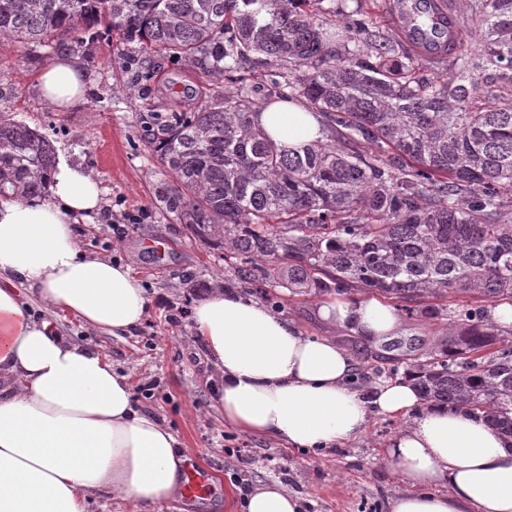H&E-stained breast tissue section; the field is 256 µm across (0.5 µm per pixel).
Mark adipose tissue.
Returning a JSON list of instances; mask_svg holds the SVG:
<instances>
[{"instance_id": "obj_1", "label": "adipose tissue", "mask_w": 512, "mask_h": 512, "mask_svg": "<svg viewBox=\"0 0 512 512\" xmlns=\"http://www.w3.org/2000/svg\"><path fill=\"white\" fill-rule=\"evenodd\" d=\"M62 111L82 102L85 74L60 57L38 77ZM274 140L323 139L320 118L293 103L254 116ZM101 193L85 167L59 157L46 190L0 199V512H87L107 494L128 512H159L182 493L176 437L132 399L126 376L102 355L30 314L26 294L112 335L139 326L148 300L128 266L87 255L72 226L97 213ZM322 320L376 342L404 323L375 300H337ZM194 329L218 377L226 426L303 449L331 448L365 433L372 413L402 415L390 441L406 491L391 512H512V447L483 419L422 408L412 381L379 386L366 400L350 384L354 357L329 336H309L281 313L216 288L195 307ZM239 512H301L282 483L255 488Z\"/></svg>"}]
</instances>
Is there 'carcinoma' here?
I'll return each mask as SVG.
<instances>
[{"instance_id": "carcinoma-1", "label": "carcinoma", "mask_w": 512, "mask_h": 512, "mask_svg": "<svg viewBox=\"0 0 512 512\" xmlns=\"http://www.w3.org/2000/svg\"><path fill=\"white\" fill-rule=\"evenodd\" d=\"M323 3L0 0V39L55 51L95 27L138 45L142 79L158 57L234 83L147 128L174 178L157 185V204L219 240L243 283L375 294L448 320L414 357L421 400L512 439V329L485 315L488 302H512V0H472L455 16L480 53L443 50L448 74L433 81L417 73L415 42ZM435 9L415 0L421 26ZM269 63L267 88L240 74ZM261 91L323 115L326 141L278 146L252 119ZM55 163L46 135L0 115V197L42 191ZM452 295L473 305H425Z\"/></svg>"}]
</instances>
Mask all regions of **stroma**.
Instances as JSON below:
<instances>
[{
	"label": "stroma",
	"instance_id": "stroma-1",
	"mask_svg": "<svg viewBox=\"0 0 512 512\" xmlns=\"http://www.w3.org/2000/svg\"><path fill=\"white\" fill-rule=\"evenodd\" d=\"M134 51L133 44L116 36L91 48L72 44L69 53L89 79L85 101L56 112L37 91L38 75L54 54L0 41V114L38 129L56 151L92 171L102 190L101 209L73 231L86 252L127 265L148 298L143 322L121 336L85 328L71 315H52L51 323L62 335L105 355L114 369L128 375L131 387L154 384L153 398H137L138 408L164 422L189 448L191 459L210 472L207 499L185 498L164 512H234L242 496L236 475L243 458L250 461L252 485L288 484L302 498L303 512H391L406 485L385 449L405 417L373 415L359 438L316 451L225 426L215 406L212 368L192 318L169 324L164 306L191 308L213 289L240 288L293 319L307 335L335 336L356 360L355 387L369 395L390 378L408 379L409 345L433 343L442 333L440 321L420 315L406 319L399 348L388 349L326 325L319 315L325 296L239 284L223 248L201 241L156 205L154 190L168 174L141 139L151 117L208 105L231 84L163 61L152 81L143 83L126 63ZM141 209L147 210V219L131 226L128 215ZM378 353L393 358L395 372L374 374Z\"/></svg>",
	"mask_w": 512,
	"mask_h": 512
}]
</instances>
